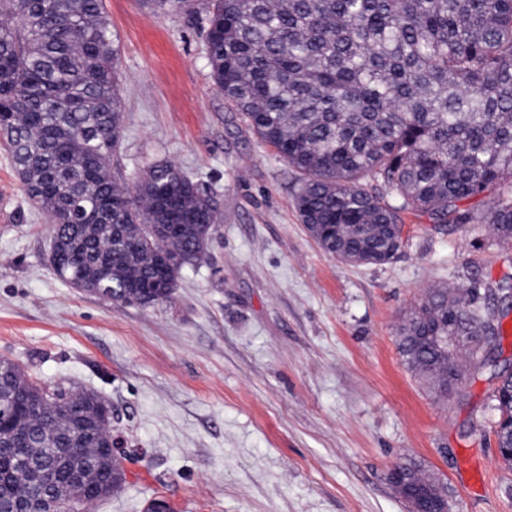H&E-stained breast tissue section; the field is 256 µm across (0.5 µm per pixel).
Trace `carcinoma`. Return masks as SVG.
<instances>
[{"label": "carcinoma", "instance_id": "cac0c4a2", "mask_svg": "<svg viewBox=\"0 0 512 512\" xmlns=\"http://www.w3.org/2000/svg\"><path fill=\"white\" fill-rule=\"evenodd\" d=\"M207 60L224 101L303 175L296 207L309 235L345 262L385 264L409 206L434 224H489L512 240V0H206ZM195 13V0H146ZM120 51L104 0H0V140L31 204L52 224L60 279L110 300H170L220 221L176 164L129 191L112 177L122 131ZM373 178L398 204L365 190ZM478 198L479 213L463 205ZM160 252L179 263L163 268ZM508 314L431 290L399 328L407 368L440 396L459 380L463 338ZM440 336L454 338L445 344ZM492 401L498 455L512 467V374ZM102 400L27 377L0 358V512H65L120 488ZM406 486L446 502L442 482L397 464Z\"/></svg>", "mask_w": 512, "mask_h": 512}]
</instances>
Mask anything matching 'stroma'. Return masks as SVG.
<instances>
[{"label": "stroma", "mask_w": 512, "mask_h": 512, "mask_svg": "<svg viewBox=\"0 0 512 512\" xmlns=\"http://www.w3.org/2000/svg\"><path fill=\"white\" fill-rule=\"evenodd\" d=\"M120 48L117 182L171 160L210 189L221 221L170 301L121 303L70 287L48 262L51 226L0 145V356L97 392L127 478L90 512H410L388 481L413 460L450 512H512V469L493 432L490 368L437 396L406 368L398 328L433 288L512 277V241L485 224L401 211L381 265L342 262L307 233L301 175L224 102L206 16L104 0Z\"/></svg>", "instance_id": "stroma-1"}]
</instances>
